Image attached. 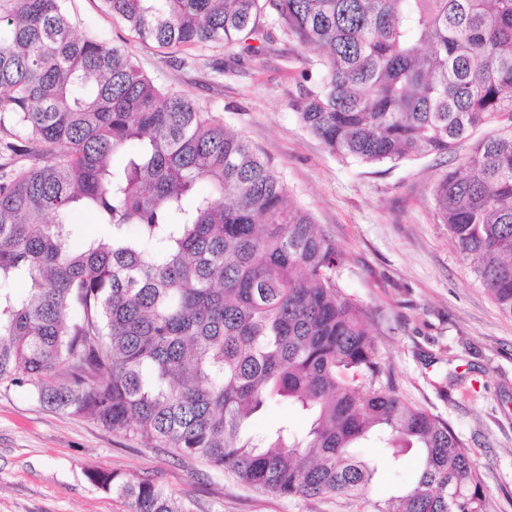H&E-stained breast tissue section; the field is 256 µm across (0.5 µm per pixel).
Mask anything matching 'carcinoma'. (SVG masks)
I'll return each mask as SVG.
<instances>
[{"mask_svg": "<svg viewBox=\"0 0 512 512\" xmlns=\"http://www.w3.org/2000/svg\"><path fill=\"white\" fill-rule=\"evenodd\" d=\"M104 3L144 40L246 52L271 40L272 13L319 51L290 105L341 158L446 154L498 123L433 196L512 318V0ZM0 130L43 159L0 163V382L281 497H367L379 464L356 448L376 440L394 463L415 453L418 473L371 512H488L463 440L380 361L371 317L338 285L336 243L221 119L76 36L62 0H0ZM81 210L108 234L76 248ZM281 401L309 415L306 434L248 431ZM89 479L132 512H190L149 481Z\"/></svg>", "mask_w": 512, "mask_h": 512, "instance_id": "cac0c4a2", "label": "carcinoma"}]
</instances>
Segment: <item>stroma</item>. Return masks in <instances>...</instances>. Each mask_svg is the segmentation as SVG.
<instances>
[{
    "label": "stroma",
    "instance_id": "35a3bbf8",
    "mask_svg": "<svg viewBox=\"0 0 512 512\" xmlns=\"http://www.w3.org/2000/svg\"><path fill=\"white\" fill-rule=\"evenodd\" d=\"M79 34L129 53L157 86L191 97L223 119L280 175L287 202L335 239L345 294L372 310L382 363L400 392L448 422L482 476L489 512H512V318L503 316L457 254L435 208L433 186L461 152L396 164L330 154L289 106L317 54L275 30L258 54L223 44L164 48L143 41L102 0H68ZM285 424L305 434L299 406L274 403L251 425ZM380 462L370 498L411 483L417 462L389 465L372 441L359 450ZM93 471L151 480L190 512H366L361 499L260 494L171 448H149L88 419L47 410L0 384V512H131L130 502L90 482Z\"/></svg>",
    "mask_w": 512,
    "mask_h": 512
}]
</instances>
